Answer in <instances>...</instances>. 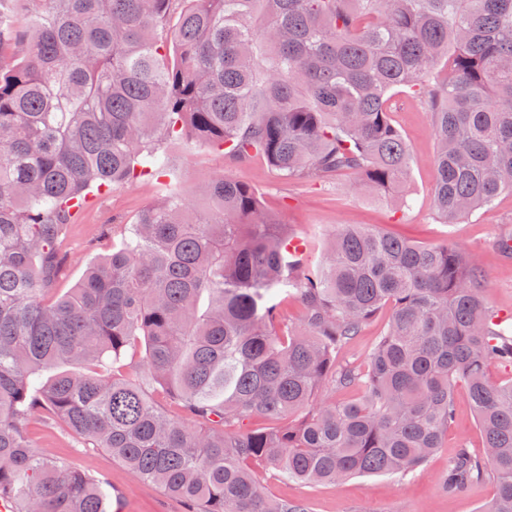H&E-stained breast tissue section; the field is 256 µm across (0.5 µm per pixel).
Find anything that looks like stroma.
Masks as SVG:
<instances>
[{
	"instance_id": "1",
	"label": "stroma",
	"mask_w": 512,
	"mask_h": 512,
	"mask_svg": "<svg viewBox=\"0 0 512 512\" xmlns=\"http://www.w3.org/2000/svg\"><path fill=\"white\" fill-rule=\"evenodd\" d=\"M391 117L411 152L408 207H399L391 199L379 200L349 173L327 183L287 181L261 158L235 162L223 151L192 140H171L162 146L171 168L168 184L145 176L89 193L63 243L65 259L55 288L64 292L74 287L91 263L120 244L127 224L140 211L166 196L168 185H176L192 205L202 207L204 187L216 175L226 174L259 191L265 211L307 242L311 261L319 260L325 239L342 224L392 232L425 245L453 243L482 268L489 306L512 315V259H505L496 248L499 238L512 236V193H503L492 208L477 211L461 223H441L432 205L436 140L429 111L419 100L400 93L394 97ZM30 440L44 455L107 479L110 512H185L181 502L157 485L143 481L110 452L88 445L59 423L33 424ZM482 446L467 389L460 384L442 448L413 473L357 476L338 484L285 481L276 470L262 467L255 474L269 497L304 504L307 512H483L495 491L493 480L452 493L444 492L438 482L458 448Z\"/></svg>"
}]
</instances>
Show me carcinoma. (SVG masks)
<instances>
[{
  "mask_svg": "<svg viewBox=\"0 0 512 512\" xmlns=\"http://www.w3.org/2000/svg\"><path fill=\"white\" fill-rule=\"evenodd\" d=\"M398 91L430 112L442 223L512 193V0H6L0 496L17 512H107L104 479L30 443L52 419L187 512H305L265 496L251 465L306 482L406 475L442 447L462 381L483 448L459 449L440 486L490 474L483 512H512V381L486 374L512 364V323L454 244L345 224L313 267L257 191L224 175L203 190L215 211L171 192L74 288H51L71 209L95 186L163 176L166 139L262 156L287 180L349 171L406 204ZM386 308L366 366L336 364ZM327 381L363 395L318 403ZM255 416L274 425L246 428Z\"/></svg>",
  "mask_w": 512,
  "mask_h": 512,
  "instance_id": "carcinoma-1",
  "label": "carcinoma"
}]
</instances>
